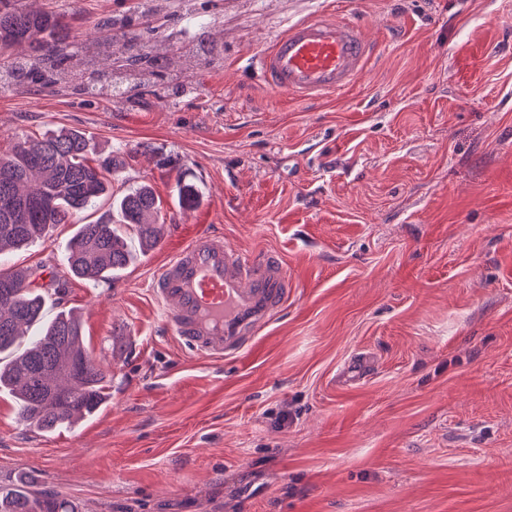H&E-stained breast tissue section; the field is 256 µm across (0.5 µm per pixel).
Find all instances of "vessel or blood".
Here are the masks:
<instances>
[{
  "label": "vessel or blood",
  "instance_id": "b4317fda",
  "mask_svg": "<svg viewBox=\"0 0 512 512\" xmlns=\"http://www.w3.org/2000/svg\"><path fill=\"white\" fill-rule=\"evenodd\" d=\"M375 46L362 25L334 17L292 24L256 64L267 87L297 99L340 93L361 79ZM289 277L273 254L253 256L198 232L153 276L150 294L168 334L214 359L239 353L288 300Z\"/></svg>",
  "mask_w": 512,
  "mask_h": 512
}]
</instances>
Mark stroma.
Instances as JSON below:
<instances>
[{
  "label": "stroma",
  "instance_id": "stroma-1",
  "mask_svg": "<svg viewBox=\"0 0 512 512\" xmlns=\"http://www.w3.org/2000/svg\"><path fill=\"white\" fill-rule=\"evenodd\" d=\"M165 0L149 86H0V154L78 130L163 202L164 234L106 280L69 279L110 398L51 433L0 393V486L78 512H512V0ZM90 43L137 0H18ZM360 21L348 90L299 102L257 55L290 24ZM198 189L194 208L177 183ZM6 252L58 271L77 225ZM277 254L285 308L215 361L163 328L148 284L200 229Z\"/></svg>",
  "mask_w": 512,
  "mask_h": 512
}]
</instances>
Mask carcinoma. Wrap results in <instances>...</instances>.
Returning a JSON list of instances; mask_svg holds the SVG:
<instances>
[{
    "mask_svg": "<svg viewBox=\"0 0 512 512\" xmlns=\"http://www.w3.org/2000/svg\"><path fill=\"white\" fill-rule=\"evenodd\" d=\"M17 0H0V55L13 56L0 82H33L42 88L76 81L73 61L100 67L112 59V43L134 52L133 61L149 62L155 42L114 19L112 38L80 46L64 17L23 9ZM88 138L61 130L41 138L21 137L0 155V255L44 239L49 228L68 224L77 212L107 210L78 227L66 254L67 274L74 278L113 276L131 261L132 243L122 233L135 227L141 249L162 239L158 224L162 200L148 184L112 193V179L125 162L110 156L92 164ZM39 268L0 269V391L14 398L19 418L42 432L99 411L109 398L106 375L85 348L79 318L61 310L46 317V294L62 293L65 283H44ZM0 512H77L72 506L35 488L0 487Z\"/></svg>",
    "mask_w": 512,
    "mask_h": 512,
    "instance_id": "1",
    "label": "carcinoma"
}]
</instances>
